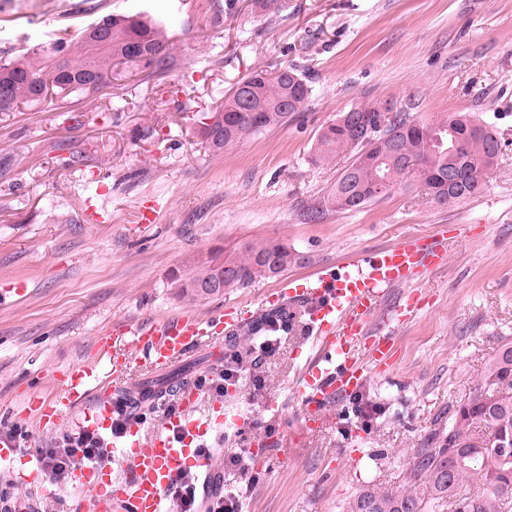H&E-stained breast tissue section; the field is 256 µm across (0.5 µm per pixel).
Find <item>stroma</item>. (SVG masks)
<instances>
[{"mask_svg":"<svg viewBox=\"0 0 512 512\" xmlns=\"http://www.w3.org/2000/svg\"><path fill=\"white\" fill-rule=\"evenodd\" d=\"M78 0H0V49L32 47L59 28L86 27ZM115 12L166 20L174 68L149 74L119 66L99 90L49 93L0 112V291L27 285L0 305V428H17L18 451L0 463V493L50 512H88L78 477L51 484L35 458L68 425L37 430L33 398L54 392L56 373L92 358L116 320L201 315L235 306L260 318L278 279L223 297L180 298L170 275L215 249L272 238L305 253L295 277L407 236L457 225L440 268L416 282L421 314L396 333V362L342 399L332 423L301 429L299 374L312 353L302 314L257 368L261 388L234 396L200 391L195 416L228 404L254 421L275 468L252 466L242 512H347L363 486L403 490L415 449L447 427L448 414L482 384L481 370L512 341V0H288L287 15L252 16L235 0L221 27L213 0H104ZM297 65L312 82L303 112L229 151L208 148L197 115L257 69ZM394 101L430 124L456 112L491 123L500 160L481 191L440 207L424 191L395 190L357 211L309 212L351 160L311 161L319 131L352 105ZM157 210L139 223L143 206ZM209 349L167 371L133 368L125 387L154 389L219 373ZM365 415H355L354 405ZM232 428L213 426L201 508L235 483L224 456L240 448Z\"/></svg>","mask_w":512,"mask_h":512,"instance_id":"obj_1","label":"stroma"}]
</instances>
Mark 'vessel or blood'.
<instances>
[{
    "instance_id": "1",
    "label": "vessel or blood",
    "mask_w": 512,
    "mask_h": 512,
    "mask_svg": "<svg viewBox=\"0 0 512 512\" xmlns=\"http://www.w3.org/2000/svg\"><path fill=\"white\" fill-rule=\"evenodd\" d=\"M446 262L440 240L407 237L400 243L364 253L320 270L309 279L291 278L280 285L281 295L300 303L316 353L305 367L298 387L304 410L326 414L342 397L366 383L371 367H384L396 330L417 312L412 285L429 267ZM404 294L392 310L384 298L393 288ZM244 319L231 307L205 316L179 315L146 323L113 322L108 338L99 340L96 356L63 373L59 392L34 400L38 430L54 429L68 419L72 432L111 433L116 396L130 368L131 354L140 355L149 369L158 371L182 361L203 344H220L239 330ZM179 410L165 416L152 434L127 421L111 445L124 449L131 469L124 480L113 481L101 468L85 467L82 481L113 484L109 494H95L92 512H165V501L180 472L205 465V437L213 422L195 418L198 390L187 384L177 392ZM217 421L228 423L252 446L251 419L236 409H224Z\"/></svg>"
}]
</instances>
